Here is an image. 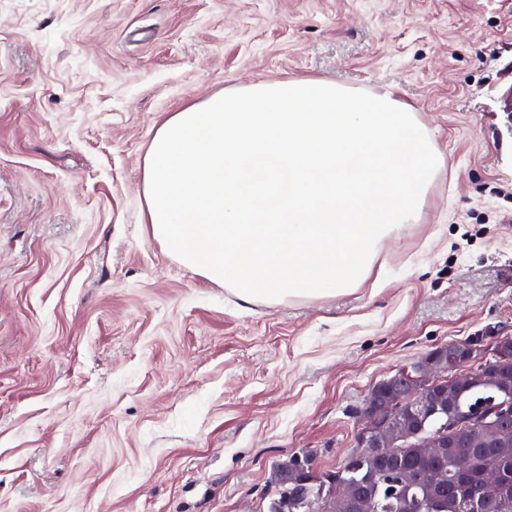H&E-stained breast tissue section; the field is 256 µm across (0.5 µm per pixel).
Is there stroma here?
I'll use <instances>...</instances> for the list:
<instances>
[{
	"label": "stroma",
	"mask_w": 512,
	"mask_h": 512,
	"mask_svg": "<svg viewBox=\"0 0 512 512\" xmlns=\"http://www.w3.org/2000/svg\"><path fill=\"white\" fill-rule=\"evenodd\" d=\"M394 90L446 160L332 297L250 301L153 240L143 162L254 81ZM512 336V0H0V512H258L349 411Z\"/></svg>",
	"instance_id": "1"
}]
</instances>
